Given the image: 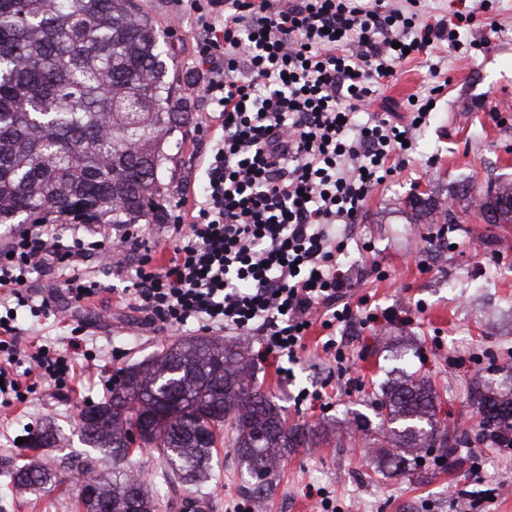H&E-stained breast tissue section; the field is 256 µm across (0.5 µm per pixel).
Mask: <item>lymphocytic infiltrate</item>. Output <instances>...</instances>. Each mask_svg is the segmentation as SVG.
Here are the masks:
<instances>
[{"label":"lymphocytic infiltrate","mask_w":512,"mask_h":512,"mask_svg":"<svg viewBox=\"0 0 512 512\" xmlns=\"http://www.w3.org/2000/svg\"><path fill=\"white\" fill-rule=\"evenodd\" d=\"M191 16L197 57L206 72L208 110L200 130L209 143L198 194L180 198L166 225L167 254L145 247L139 227L112 236L107 224L57 220L30 224L0 247V407L25 403L38 385L70 395L77 360L94 365L82 326L62 345L23 344L15 317L60 321L51 295L35 296L33 273L57 268L61 296L92 303L108 283L83 269L97 255L124 268L136 253L120 299L155 333L251 332L259 360L280 376L298 364L312 328L329 333L322 350L337 364L346 355L331 331L355 319L352 278L341 257L373 193L396 171L413 133L443 93L435 83L407 100L406 123L371 112L407 54L445 42L459 46L473 13L429 21L420 0H177ZM358 52H351V44ZM248 78H241V69Z\"/></svg>","instance_id":"obj_1"}]
</instances>
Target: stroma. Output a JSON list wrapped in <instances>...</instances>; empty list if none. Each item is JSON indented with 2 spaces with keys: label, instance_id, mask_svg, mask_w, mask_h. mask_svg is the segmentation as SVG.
Segmentation results:
<instances>
[{
  "label": "stroma",
  "instance_id": "35a3bbf8",
  "mask_svg": "<svg viewBox=\"0 0 512 512\" xmlns=\"http://www.w3.org/2000/svg\"><path fill=\"white\" fill-rule=\"evenodd\" d=\"M168 34L175 65V93L194 121L185 127L175 169L163 178L170 187L165 207L175 213L182 195L200 190L204 171L197 118L206 109L202 97L204 68L198 63L192 20L174 19V0H135ZM477 23L460 31L462 43L490 39L484 51H458L439 43L403 61L383 89L394 103L426 93L432 67L448 84L427 125L414 133V149L401 170L379 187L364 207L342 261L357 295L368 297L378 315L335 328L348 358V378L340 380L316 336L282 380L275 366H256L263 391L288 414L289 423L316 432L311 447L286 453L269 493L255 495L233 449L219 448L212 463L214 479L202 500L206 512H233L235 503L251 512H319L320 491H330L336 512H512V448L457 445V465L425 466L411 474L377 475L366 459L365 434L354 420L380 419L372 406L381 385L401 374L430 379L439 420L468 430L474 424L470 396L475 374L499 386L512 370V224L485 223L467 206L466 190L484 193L512 180V0H495L482 11L479 0H465ZM496 29H488L487 18ZM457 213L443 226L417 217L410 206L415 194ZM385 278H377L374 265ZM84 268L113 286L94 304L74 310L66 322H24L29 336L61 342L70 324H83L101 363L119 366L147 359L155 350L182 338L179 330L153 335L138 311L116 296L128 283L98 257ZM406 313L407 321L386 322L383 310ZM326 389L329 405H295L299 390ZM107 394L85 383L68 396L39 387L27 407L0 408V512H74L67 486L4 493L9 481L5 461L24 455L17 440L30 427L55 423L61 433L57 454H87L78 428V409Z\"/></svg>",
  "mask_w": 512,
  "mask_h": 512
}]
</instances>
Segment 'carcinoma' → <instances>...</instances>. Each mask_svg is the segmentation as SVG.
<instances>
[{"label":"carcinoma","mask_w":512,"mask_h":512,"mask_svg":"<svg viewBox=\"0 0 512 512\" xmlns=\"http://www.w3.org/2000/svg\"><path fill=\"white\" fill-rule=\"evenodd\" d=\"M165 35L133 0H0V224H37L54 214H79L98 224L167 222L163 171L174 161L177 133L190 122L174 98L162 59ZM473 202L490 224H512V185ZM476 401L477 436H512V394ZM375 409L373 441L388 463L415 469L419 450L449 460L455 445L435 420L429 381L408 380ZM84 444L127 461L133 431L158 453V478L204 490L216 451V430L246 467L253 489L267 490L288 449L306 440L285 411L254 382L241 347L207 336L168 345L120 372L109 396L79 412ZM46 426L27 447L54 446ZM90 461L72 455L54 467L33 458L9 473L14 487L63 484ZM91 495L73 487L76 512H158L131 470L92 474Z\"/></svg>","instance_id":"1"}]
</instances>
